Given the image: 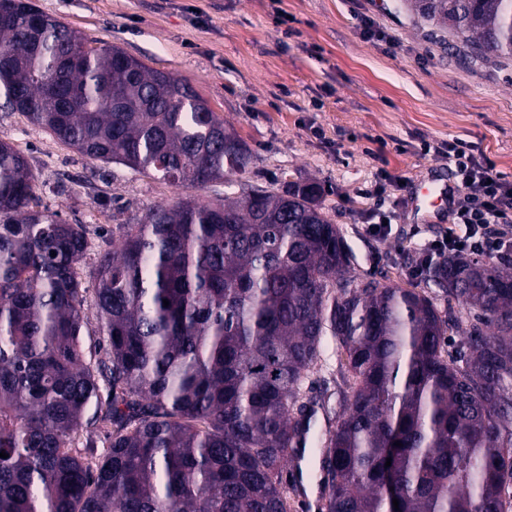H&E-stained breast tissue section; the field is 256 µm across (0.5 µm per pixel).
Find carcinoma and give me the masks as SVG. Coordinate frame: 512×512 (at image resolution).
I'll list each match as a JSON object with an SVG mask.
<instances>
[{
  "instance_id": "1",
  "label": "carcinoma",
  "mask_w": 512,
  "mask_h": 512,
  "mask_svg": "<svg viewBox=\"0 0 512 512\" xmlns=\"http://www.w3.org/2000/svg\"><path fill=\"white\" fill-rule=\"evenodd\" d=\"M405 7L472 58L512 55V0ZM0 95L87 159L178 188L250 164L188 82L31 0H0ZM35 189L0 142V512H289L302 486L284 473L317 404L303 385L331 344L347 393L311 449L321 512H512V255L436 263L442 310L386 274L358 279L312 184L185 197L97 253L106 347L92 364L86 229L33 209ZM88 425L112 428L102 456L72 447ZM94 254H90L85 262H82L79 269L80 280L82 283V288H87L86 293V302L84 304V314L85 321L87 322L86 326L83 328V336H84V345L86 348V361L88 362L90 358L89 350L92 353V362H95L98 358H104V351L102 350L100 353L94 354V344L98 342L104 343V336H100L101 333L98 329V322L96 317V309L94 305V290L96 285V279L94 274L95 264H94ZM90 336V337H88Z\"/></svg>"
}]
</instances>
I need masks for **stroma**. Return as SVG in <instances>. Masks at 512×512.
Segmentation results:
<instances>
[{"label": "stroma", "instance_id": "35a3bbf8", "mask_svg": "<svg viewBox=\"0 0 512 512\" xmlns=\"http://www.w3.org/2000/svg\"><path fill=\"white\" fill-rule=\"evenodd\" d=\"M90 41L123 48L149 67L189 82L247 143V179L273 191L320 186L319 202L344 232L359 278L441 297L416 270L417 248L448 226L449 211L416 220L408 202L420 182L450 177L448 158L422 142L463 140L512 181V57L456 62L463 38L414 17L402 0H32ZM367 14L392 35L360 33ZM27 159L36 177L34 209L84 225L93 245L117 223L141 219L181 197L211 202L240 194L229 175L177 188L119 163L93 162L0 101V142ZM401 177L392 230L370 236L367 192L380 170Z\"/></svg>", "mask_w": 512, "mask_h": 512}]
</instances>
